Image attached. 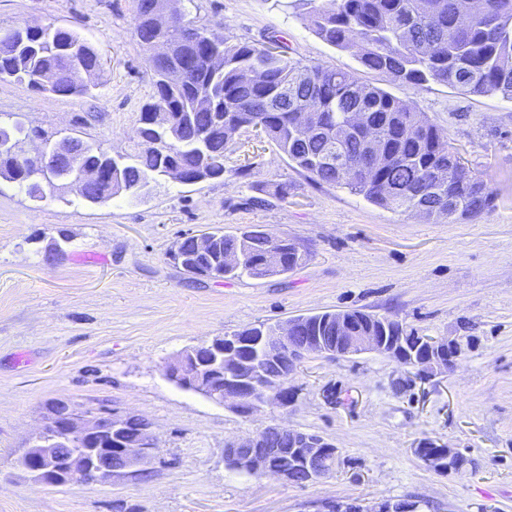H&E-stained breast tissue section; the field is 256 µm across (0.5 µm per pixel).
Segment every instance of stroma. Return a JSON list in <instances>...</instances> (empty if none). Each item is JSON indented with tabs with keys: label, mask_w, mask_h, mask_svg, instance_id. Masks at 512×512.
I'll return each mask as SVG.
<instances>
[{
	"label": "stroma",
	"mask_w": 512,
	"mask_h": 512,
	"mask_svg": "<svg viewBox=\"0 0 512 512\" xmlns=\"http://www.w3.org/2000/svg\"><path fill=\"white\" fill-rule=\"evenodd\" d=\"M197 25L233 43L278 41L287 57L356 73L409 102L496 193L483 214L434 223L339 186L315 184L264 136L242 129L219 180L169 179L129 202L90 205L50 189L32 197L0 178V512H310L316 500L413 499L418 512H512V101L444 84L392 81L308 27L294 0H181ZM134 0H0V27L73 29L103 67L86 97L0 81V113L78 136L110 154L137 151L153 93L133 34ZM286 198L273 196L276 185ZM265 196L264 205L252 200ZM259 224L306 252L274 277L214 280L170 256L190 233ZM67 236L46 261L44 239ZM358 309L421 335L461 337L448 374L421 381L392 359L311 354L289 380L288 410L253 416L168 379L180 351L247 326ZM119 409L152 423L160 451L145 473L45 487L16 465L51 402ZM283 424L337 448L306 486L252 477L223 462L225 441ZM423 438L476 466L443 475L413 453Z\"/></svg>",
	"instance_id": "obj_1"
}]
</instances>
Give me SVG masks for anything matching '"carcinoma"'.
<instances>
[{
	"mask_svg": "<svg viewBox=\"0 0 512 512\" xmlns=\"http://www.w3.org/2000/svg\"><path fill=\"white\" fill-rule=\"evenodd\" d=\"M156 0H135L133 32L150 48V13ZM480 10L464 26L456 16L472 0H302L310 29L338 49H357L360 64L392 80L421 85L433 81L467 95H497L512 100V0H477ZM197 47L181 44L180 27L164 34L173 45L167 67L186 66L185 81L166 83L158 66L153 101L141 113L142 148L114 158L87 144L79 167L106 169L112 181L86 187L78 196L90 204L116 197L138 199L134 190L144 181L167 177L173 166L186 180L205 171L210 179L224 177L227 134L244 125H259L295 166L319 185L342 186L390 210L413 213L435 222L470 218L492 207L495 192L479 175L463 172L449 153L439 129L409 103L366 84L353 73L320 65L308 66L283 51L248 43H230L222 31L202 28ZM94 64L99 54L72 29L49 24L34 30L21 25L0 30V81L28 82L38 91L84 97L94 83L64 77L72 59ZM357 113L362 125L340 137L347 117ZM315 115L320 134L308 136L295 126L296 115ZM15 130L10 149L0 151V177L28 192L46 184L63 196L75 191L70 163L56 152L54 135L40 132L49 145L44 166L20 163L25 155L22 127ZM345 165L325 167L320 156L328 145ZM212 250L195 255L194 237L180 238L176 247L185 271L213 278L243 275L263 278L284 274L297 266L288 238L270 240L214 233ZM238 254V266L224 265V256ZM344 316L387 336L404 337L412 350L420 336L401 322L360 310ZM150 422L132 419L124 439L141 438Z\"/></svg>",
	"mask_w": 512,
	"mask_h": 512,
	"instance_id": "carcinoma-1",
	"label": "carcinoma"
}]
</instances>
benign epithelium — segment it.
Segmentation results:
<instances>
[{"mask_svg": "<svg viewBox=\"0 0 512 512\" xmlns=\"http://www.w3.org/2000/svg\"><path fill=\"white\" fill-rule=\"evenodd\" d=\"M181 18L173 0H158L151 24L160 33ZM335 336H322L321 325L311 326L305 319L293 318L273 326L247 327L201 345L189 347L167 363L166 375L177 376L183 387L215 402H230L248 417L269 407L288 409L292 402L288 382L297 365L311 353L334 357L372 352L385 355L411 370L424 381L448 373L461 353L456 338L425 336L421 351L411 354L401 336H381L374 330H361L352 319L335 317ZM134 415L112 410H82L67 399H59L48 410L43 428L20 457L22 467L42 485L72 482L109 483L120 476L143 473L141 466L159 452L154 430H149L135 445H125L116 435ZM288 438V449L267 448L270 434ZM63 441L69 454L53 460L51 448ZM334 444L327 438L290 429L283 424L265 427L260 432L227 442L224 462L227 467L250 476H276L288 484L305 486L325 476L321 464L338 460ZM425 438L413 448L415 455L436 472L459 473L473 464L455 448L446 447L443 459L423 454L424 448H437ZM415 501L381 500L371 506L356 501L324 500L313 512H417Z\"/></svg>", "mask_w": 512, "mask_h": 512, "instance_id": "benign-epithelium-1", "label": "benign epithelium"}]
</instances>
